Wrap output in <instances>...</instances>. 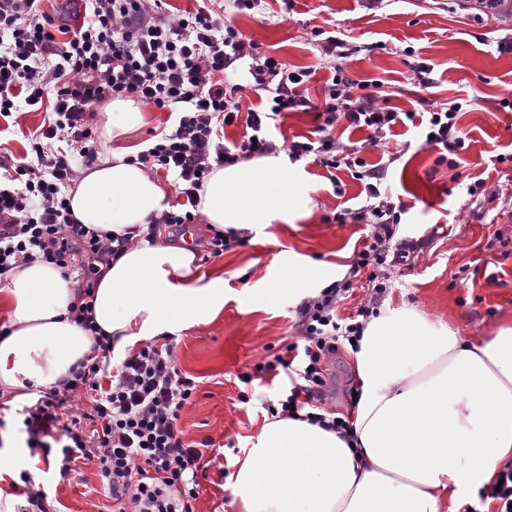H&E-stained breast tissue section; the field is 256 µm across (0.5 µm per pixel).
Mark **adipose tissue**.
Returning a JSON list of instances; mask_svg holds the SVG:
<instances>
[{
	"instance_id": "ef3b65f1",
	"label": "adipose tissue",
	"mask_w": 512,
	"mask_h": 512,
	"mask_svg": "<svg viewBox=\"0 0 512 512\" xmlns=\"http://www.w3.org/2000/svg\"><path fill=\"white\" fill-rule=\"evenodd\" d=\"M130 154L112 149L67 193L78 223L140 231L93 290L94 320L121 353L224 309L223 275H200L188 247L143 238L165 191L128 163ZM198 211L237 234L311 214L282 151L213 169ZM77 298V280L55 265L37 261L8 274L0 286L10 319L0 338L1 386L53 385L90 356L91 337L68 313ZM351 353L350 438L306 420L266 422L233 484L241 512H457L512 462L511 323L476 342L411 308L387 306Z\"/></svg>"
}]
</instances>
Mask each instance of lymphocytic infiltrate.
I'll use <instances>...</instances> for the list:
<instances>
[{"mask_svg":"<svg viewBox=\"0 0 512 512\" xmlns=\"http://www.w3.org/2000/svg\"><path fill=\"white\" fill-rule=\"evenodd\" d=\"M42 2L0 0V120H11L24 107L45 113L27 137L26 153L0 159V278L37 261L65 271L76 266L88 293L101 265L132 241L129 231L99 232L79 224L64 193L77 181L78 165L99 158L92 125L96 107L127 97L174 117L171 130L153 134L135 157L136 163L175 176L179 200L152 217V226L185 235L199 215L198 193L213 169L277 152L275 133L285 114L312 110L320 120L317 140L291 142L288 153L298 160L314 158L328 169L347 168L364 182L368 205L337 220L374 227L372 243L360 252L354 270L386 263L398 216L379 189L383 175L367 165L358 148L337 142L332 130L346 120L368 129V142L375 146L401 116L379 106L374 95L361 92L360 82L340 71L320 105H312L304 88L308 71L290 69L246 38L236 23L238 14L256 10L261 0H231L227 7L221 0H203L177 12L169 0H80L64 20L47 13ZM240 68L247 83L231 78ZM248 87L264 92L263 109L247 107L242 93ZM459 111L456 105L437 109L418 125L423 145L440 151L437 164L448 163L449 153L464 143ZM233 124L245 128L236 142L225 135ZM349 290L333 284L301 302L297 342L266 364V371L284 372L293 383L280 402L283 415L301 410L306 420L323 422V415L311 410L326 393L323 363L339 341H353L377 313L376 306L364 305L356 316L340 317L337 306ZM71 311L90 333L94 354L16 407L26 447L45 459L57 457L63 478L75 461L95 463L113 502L130 504L131 512H193L207 451L186 443L177 421L195 381L182 375L166 343L144 345L111 367L112 339L96 325L91 304ZM79 394L88 398L89 412L64 418L65 402Z\"/></svg>","mask_w":512,"mask_h":512,"instance_id":"lymphocytic-infiltrate-1","label":"lymphocytic infiltrate"}]
</instances>
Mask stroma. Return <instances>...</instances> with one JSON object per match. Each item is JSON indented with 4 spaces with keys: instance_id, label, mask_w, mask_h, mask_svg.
Instances as JSON below:
<instances>
[{
    "instance_id": "35a3bbf8",
    "label": "stroma",
    "mask_w": 512,
    "mask_h": 512,
    "mask_svg": "<svg viewBox=\"0 0 512 512\" xmlns=\"http://www.w3.org/2000/svg\"><path fill=\"white\" fill-rule=\"evenodd\" d=\"M278 0L238 17L244 35L312 75L308 96L320 103L334 75L309 39L312 28L336 32L359 46L343 60L345 75L377 82L381 105L396 112H426L461 104L458 127L465 145L458 167L436 165V149L423 146L416 129L397 125L388 143L364 147L368 133L337 123L341 144L362 147L370 164H382L380 190L400 208L393 245L406 244V261L376 268L387 286L381 302L419 310L433 324H453L474 340L512 319V19L464 10L458 0H295L280 17ZM432 70L428 89L413 80L415 66ZM314 213L291 224L270 225L265 234H243L219 257L201 262L200 272L224 274V309L213 321L181 332L174 343L178 368L198 383L180 411L187 441L211 442L219 463L200 473L194 512H240L232 484L239 462L265 423L268 404L288 392L286 375L257 373V366L284 354L296 341L298 300L266 290L281 281L289 263L314 275L349 283L353 294L340 303L341 317L370 301L367 272L351 266L372 242L369 224L337 223L344 210L367 205L364 184L351 171H327L309 159L293 162ZM329 382L324 408L347 413L353 392V358L340 343L325 364ZM251 382H243V375ZM0 449L28 470L35 483L52 480V512H112L97 469L77 466L60 478L56 460L30 456L21 446L14 413H6Z\"/></svg>"
}]
</instances>
